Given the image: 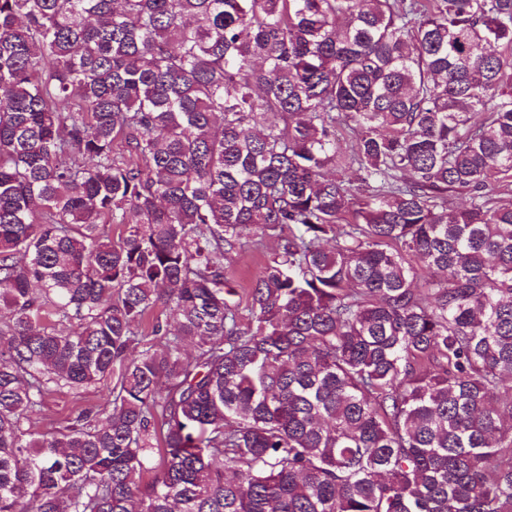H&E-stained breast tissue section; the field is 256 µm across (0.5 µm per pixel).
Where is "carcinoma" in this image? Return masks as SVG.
I'll return each mask as SVG.
<instances>
[{"label": "carcinoma", "mask_w": 512, "mask_h": 512, "mask_svg": "<svg viewBox=\"0 0 512 512\" xmlns=\"http://www.w3.org/2000/svg\"><path fill=\"white\" fill-rule=\"evenodd\" d=\"M5 308L0 512H512V0H0ZM275 245L276 242L271 237L265 238L258 246L249 242L237 253H233L228 261H224L227 276L235 292L229 298L239 304L240 315L245 321L249 318L246 289L249 288L264 263L272 256ZM112 388V382L103 381L95 387H90L81 394L69 388H61L54 392L48 399L40 419L33 425V432H43L47 429L59 427L64 424V420L78 406H86L92 409L102 404L109 395Z\"/></svg>", "instance_id": "cac0c4a2"}]
</instances>
